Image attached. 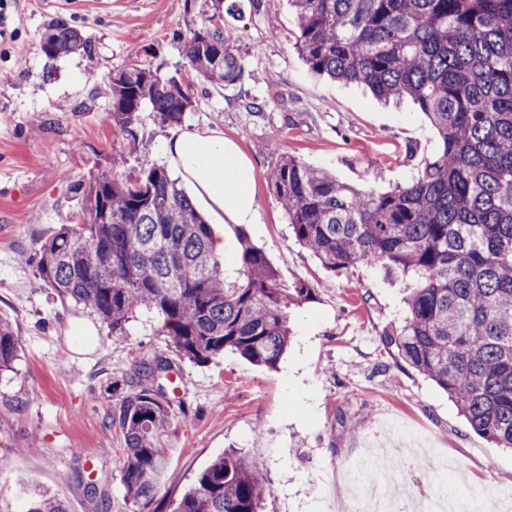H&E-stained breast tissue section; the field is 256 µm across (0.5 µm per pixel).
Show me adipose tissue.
<instances>
[{"label":"adipose tissue","mask_w":512,"mask_h":512,"mask_svg":"<svg viewBox=\"0 0 512 512\" xmlns=\"http://www.w3.org/2000/svg\"><path fill=\"white\" fill-rule=\"evenodd\" d=\"M166 152L184 178L209 201L216 217L234 224L256 218L250 169L236 146L214 131H184L168 141Z\"/></svg>","instance_id":"1"}]
</instances>
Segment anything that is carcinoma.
I'll list each match as a JSON object with an SVG mask.
<instances>
[{"mask_svg":"<svg viewBox=\"0 0 512 512\" xmlns=\"http://www.w3.org/2000/svg\"><path fill=\"white\" fill-rule=\"evenodd\" d=\"M295 47L314 73L366 85L380 100L409 98L436 131L437 148L417 176L375 194L286 156L269 175L296 241L335 272L380 264L415 278L407 314L385 343L434 381L470 428L512 448V0H291ZM224 21L204 19L186 56L206 81L232 84L241 61ZM92 47L56 24L43 51ZM148 104L179 123L193 104L175 76L145 60L112 77L105 119L125 137ZM84 206L33 253L36 276L120 336L135 313H153L175 351L205 362L229 349L274 368L292 328L289 309L312 298L284 288L261 249L239 237L242 278L225 281L210 225L167 169L120 180L97 173ZM20 337L0 318V372L11 371ZM144 382L105 424L125 443L122 482L136 502L159 492L176 425L162 386L170 363L135 357ZM264 479L240 452L214 460L174 512H259ZM24 512H67L33 493Z\"/></svg>","mask_w":512,"mask_h":512,"instance_id":"carcinoma-1","label":"carcinoma"}]
</instances>
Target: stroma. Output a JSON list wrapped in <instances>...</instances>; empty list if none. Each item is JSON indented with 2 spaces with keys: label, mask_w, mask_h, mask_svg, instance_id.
Listing matches in <instances>:
<instances>
[{
  "label": "stroma",
  "mask_w": 512,
  "mask_h": 512,
  "mask_svg": "<svg viewBox=\"0 0 512 512\" xmlns=\"http://www.w3.org/2000/svg\"><path fill=\"white\" fill-rule=\"evenodd\" d=\"M228 22L243 64L233 84L197 75L185 52L191 30L213 13V0H8L0 14V317L21 335L13 371L0 375V512H21L29 486L56 495L68 512H171L198 473L243 449L273 493L262 512H347L341 471L393 438L420 454L406 465L413 496L430 494L432 471L421 451L454 459L441 482L462 501L512 485V451L476 434L447 393L386 347L382 334L402 316L407 290L381 266L337 272L296 242L267 174L294 156L377 193L411 177L431 155L436 133L412 102H378L363 86L312 72L294 47L289 0H237ZM64 22L94 54L48 57L50 24ZM150 53L154 69L190 83L194 101L180 125L144 108L135 151L121 171L174 164L164 141L177 129H217L250 165L256 221L215 224L224 241V276L239 277L238 238L263 250L283 287L305 283L311 300L292 307L291 343L277 368L225 351L204 363L179 357L141 311L124 335H108L89 310L61 301L34 273L38 244L83 208L80 183L112 169L123 144L105 114L110 77ZM170 361L184 382L171 399L178 434L155 501L135 504L121 480L118 429L105 426L139 379L134 357Z\"/></svg>",
  "instance_id": "obj_1"
}]
</instances>
